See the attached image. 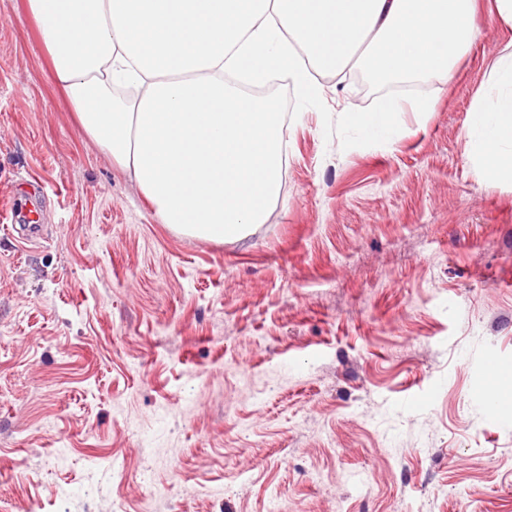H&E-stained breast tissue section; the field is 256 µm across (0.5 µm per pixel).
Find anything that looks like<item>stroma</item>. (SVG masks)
Segmentation results:
<instances>
[{"label":"stroma","mask_w":512,"mask_h":512,"mask_svg":"<svg viewBox=\"0 0 512 512\" xmlns=\"http://www.w3.org/2000/svg\"><path fill=\"white\" fill-rule=\"evenodd\" d=\"M452 80L389 138L363 71L267 89L281 199L221 243L163 224L86 138L23 0H0V512H512V177L470 118L512 26L479 0ZM409 105L415 112L432 111L431 101L409 100H384L375 112H349L346 119L350 124L361 129L368 135L383 136L394 132V117L398 112H403L404 107Z\"/></svg>","instance_id":"35a3bbf8"}]
</instances>
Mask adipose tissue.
<instances>
[{"label":"adipose tissue","instance_id":"adipose-tissue-1","mask_svg":"<svg viewBox=\"0 0 512 512\" xmlns=\"http://www.w3.org/2000/svg\"><path fill=\"white\" fill-rule=\"evenodd\" d=\"M84 134L127 171L163 223L224 241L265 223L281 195L285 127L275 105L224 79L284 73L306 98L314 71L365 68L389 80L452 77L477 38L476 0H26ZM476 152L494 174L512 142V50L494 63ZM388 99L350 112L366 134L394 132Z\"/></svg>","mask_w":512,"mask_h":512}]
</instances>
